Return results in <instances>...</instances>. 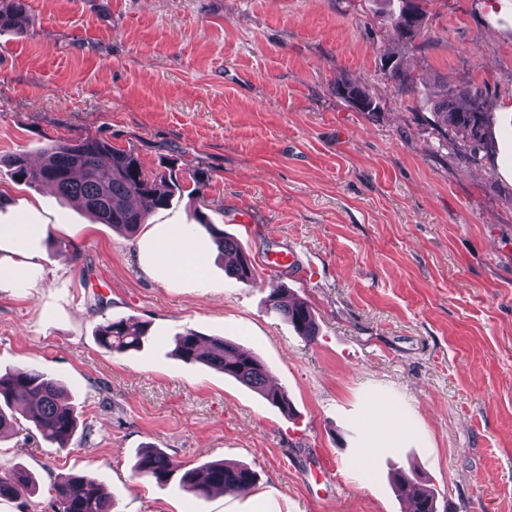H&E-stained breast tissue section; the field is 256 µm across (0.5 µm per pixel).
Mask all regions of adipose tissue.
Here are the masks:
<instances>
[{
  "label": "adipose tissue",
  "mask_w": 512,
  "mask_h": 512,
  "mask_svg": "<svg viewBox=\"0 0 512 512\" xmlns=\"http://www.w3.org/2000/svg\"><path fill=\"white\" fill-rule=\"evenodd\" d=\"M46 231L45 225L17 222L0 224V288L11 287L20 279L29 277L33 244ZM167 247L155 260L144 263L151 275L202 278L206 255L185 239L180 232L165 231Z\"/></svg>",
  "instance_id": "obj_1"
}]
</instances>
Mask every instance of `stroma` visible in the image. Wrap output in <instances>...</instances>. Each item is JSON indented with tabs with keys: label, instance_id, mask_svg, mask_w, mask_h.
I'll use <instances>...</instances> for the list:
<instances>
[{
	"label": "stroma",
	"instance_id": "stroma-1",
	"mask_svg": "<svg viewBox=\"0 0 512 512\" xmlns=\"http://www.w3.org/2000/svg\"><path fill=\"white\" fill-rule=\"evenodd\" d=\"M427 10L408 43L386 0H27L0 29V156L36 163L52 141L103 137L184 189L130 237L0 166V223L48 227L41 279L0 290V371L56 375L92 430L58 450L18 418L0 468L36 490L0 512H44L78 474L111 490L113 512H410L399 474L438 512H512V0ZM389 54L413 91L387 78ZM342 77L380 111L338 99ZM444 89L481 91L480 161L437 135ZM196 168L210 175L199 193ZM200 212L238 239L253 283L225 275ZM165 226L207 253L203 282L145 273ZM284 251L294 267L266 264ZM276 287L313 307L315 341L270 309ZM122 317L149 323L141 350L97 344ZM189 328L257 354L291 413L172 356ZM148 444L189 469L248 465L256 487L199 500L138 476Z\"/></svg>",
	"mask_w": 512,
	"mask_h": 512
}]
</instances>
